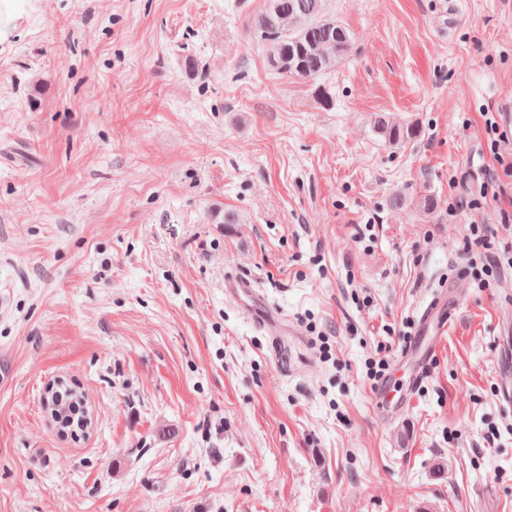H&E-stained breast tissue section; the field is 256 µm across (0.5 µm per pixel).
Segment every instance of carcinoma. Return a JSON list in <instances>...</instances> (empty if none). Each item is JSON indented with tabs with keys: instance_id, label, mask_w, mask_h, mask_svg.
<instances>
[{
	"instance_id": "obj_1",
	"label": "carcinoma",
	"mask_w": 512,
	"mask_h": 512,
	"mask_svg": "<svg viewBox=\"0 0 512 512\" xmlns=\"http://www.w3.org/2000/svg\"><path fill=\"white\" fill-rule=\"evenodd\" d=\"M254 39L267 46L270 63L290 77L312 81L336 68L345 56L351 32L326 13L325 0H266L264 9L250 20ZM375 128L391 145L416 136L408 124L381 117ZM45 404L62 428L70 426L75 412L86 414L83 396L69 390L70 399L60 400L57 388L45 392Z\"/></svg>"
}]
</instances>
